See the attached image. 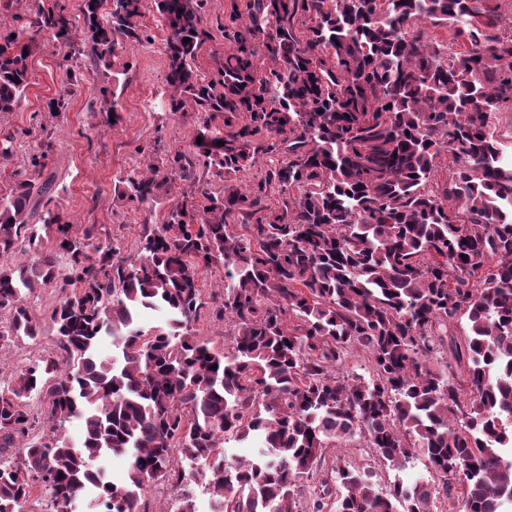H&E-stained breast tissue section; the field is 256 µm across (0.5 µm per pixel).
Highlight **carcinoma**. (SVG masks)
<instances>
[{
    "instance_id": "cac0c4a2",
    "label": "carcinoma",
    "mask_w": 512,
    "mask_h": 512,
    "mask_svg": "<svg viewBox=\"0 0 512 512\" xmlns=\"http://www.w3.org/2000/svg\"><path fill=\"white\" fill-rule=\"evenodd\" d=\"M103 2L83 0L79 48L57 0H35L29 26L115 81L118 48L146 40L138 19L156 10L165 105H193L201 142L117 177L127 200L166 210L127 256L93 226L75 233L48 182L0 195V260L22 242L37 254L0 263V343L38 341L29 296L61 293L55 348L0 369V512H26L36 485L53 512L87 493L95 512H148L139 492L170 480L196 482L215 512H298L295 491L314 477L310 512H434L441 496L508 512L512 126L497 114L512 112V29L501 14L489 0H245L224 26L231 51L207 76L195 67L209 39L202 0ZM38 48L0 34V114L21 101ZM262 157L265 174L242 182ZM197 166L221 191L196 182L164 205L169 183ZM272 190L275 208L264 204ZM219 265L210 298L233 323L225 351L194 331L203 274ZM160 307L165 325H137ZM462 317L459 340L448 327ZM102 336L121 367L96 357ZM357 348L368 379L342 371ZM72 420L79 449L61 430ZM357 434L384 466L423 456L437 481L381 488L348 467L318 474L328 449ZM251 436L269 454L216 461L225 442ZM126 451L118 482L92 467ZM181 456L202 467L186 473Z\"/></svg>"
}]
</instances>
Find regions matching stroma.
<instances>
[{
    "label": "stroma",
    "instance_id": "1",
    "mask_svg": "<svg viewBox=\"0 0 512 512\" xmlns=\"http://www.w3.org/2000/svg\"><path fill=\"white\" fill-rule=\"evenodd\" d=\"M230 11V0H205L204 26L211 38L201 49L195 65L203 74L215 71L230 48L223 25ZM139 25L148 42L135 44L119 54L127 69L116 84H109L86 59L67 58L66 47L42 41L30 59L31 83L15 111L0 115V140L13 137V156L0 162V194L16 181L36 179L38 173L53 174L59 189L57 204L67 221L78 228L96 225L105 230L122 254L134 248L146 217L144 205L120 195L116 178L140 159L152 157L154 149L173 145L189 148L195 128L194 111L170 113L163 106L167 94L164 81L166 31L156 12H145ZM75 70V82L66 79ZM74 94H66L67 84ZM112 86L117 95L120 122L103 125L99 113L100 89ZM66 94L67 106L59 117L50 118L47 103ZM51 142L50 153H43L44 142ZM45 155L42 171H35L31 159ZM361 467L380 486L395 479L428 478L423 458L417 457L399 470L375 461L362 437H355L341 448L329 450L324 470Z\"/></svg>",
    "mask_w": 512,
    "mask_h": 512
}]
</instances>
